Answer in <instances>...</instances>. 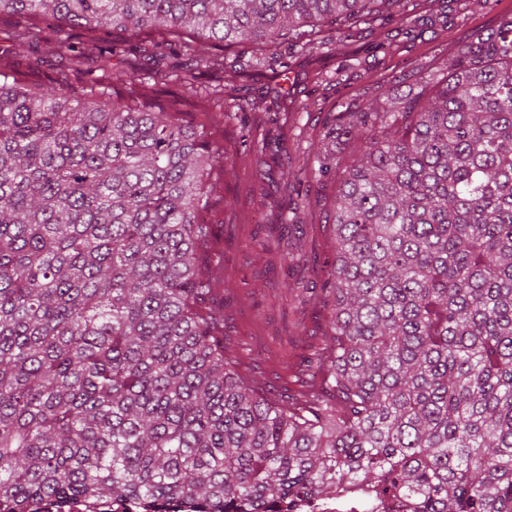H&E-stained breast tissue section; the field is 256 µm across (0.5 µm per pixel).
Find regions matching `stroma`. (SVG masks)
I'll return each instance as SVG.
<instances>
[{"instance_id": "obj_1", "label": "stroma", "mask_w": 512, "mask_h": 512, "mask_svg": "<svg viewBox=\"0 0 512 512\" xmlns=\"http://www.w3.org/2000/svg\"><path fill=\"white\" fill-rule=\"evenodd\" d=\"M416 12V27L383 15L344 40L296 53L284 67L275 60L249 66L258 49L247 42L225 51V67L200 72L199 95L224 91L212 100L224 113V192L206 215L217 229L215 302L224 308V345L236 372L268 398L285 390L297 396L319 383L305 361L322 343L329 310L299 283L320 278L335 259L326 224L336 188L306 174L309 149L330 113L375 101L382 87L409 70L436 74L460 42L512 13V0H418ZM111 37L126 47L118 66L158 79L161 105L181 101L190 120H198L178 81L186 56L156 53L120 30ZM10 63L38 89L47 88L48 77L69 75L68 58L26 44L12 47ZM285 224L300 225V233H282Z\"/></svg>"}]
</instances>
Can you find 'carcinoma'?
Listing matches in <instances>:
<instances>
[{
	"label": "carcinoma",
	"instance_id": "cac0c4a2",
	"mask_svg": "<svg viewBox=\"0 0 512 512\" xmlns=\"http://www.w3.org/2000/svg\"><path fill=\"white\" fill-rule=\"evenodd\" d=\"M414 0H0L15 39L79 65L35 91L0 67V512L76 498L296 512L371 486L403 512H512V15L440 66L334 113L320 387L265 398L232 369L213 294L219 124L157 106L105 28L159 49H298ZM63 21L84 31L76 46ZM355 146L348 160L345 148Z\"/></svg>",
	"mask_w": 512,
	"mask_h": 512
}]
</instances>
